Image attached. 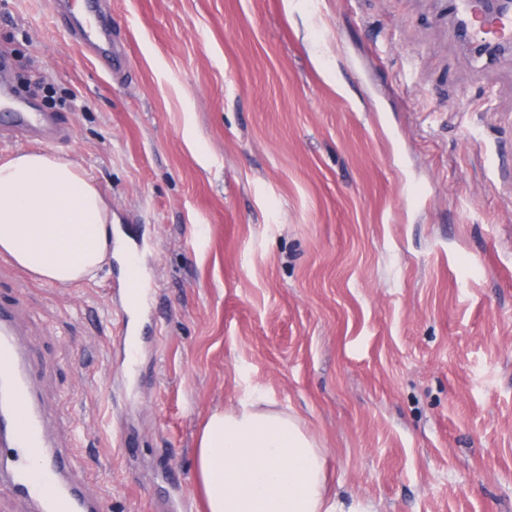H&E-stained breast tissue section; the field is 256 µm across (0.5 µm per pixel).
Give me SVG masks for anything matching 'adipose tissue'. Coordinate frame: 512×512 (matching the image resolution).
Wrapping results in <instances>:
<instances>
[{
    "label": "adipose tissue",
    "mask_w": 512,
    "mask_h": 512,
    "mask_svg": "<svg viewBox=\"0 0 512 512\" xmlns=\"http://www.w3.org/2000/svg\"><path fill=\"white\" fill-rule=\"evenodd\" d=\"M36 280L94 279L112 259V211L74 160L41 150L0 162V256ZM245 392L207 418L195 450L204 512H342L324 449L292 413Z\"/></svg>",
    "instance_id": "adipose-tissue-1"
}]
</instances>
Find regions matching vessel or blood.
Masks as SVG:
<instances>
[{
    "label": "vessel or blood",
    "mask_w": 512,
    "mask_h": 512,
    "mask_svg": "<svg viewBox=\"0 0 512 512\" xmlns=\"http://www.w3.org/2000/svg\"><path fill=\"white\" fill-rule=\"evenodd\" d=\"M460 29L472 41L512 45V11L486 13L482 0H457ZM62 19L78 49L112 66V19L103 0H84L82 16ZM0 129L53 147L67 138L57 113L38 112L0 84ZM20 309L0 300V486L25 498L32 512H104L102 498L85 491L72 476L71 451L53 437L59 420L44 405L31 351L19 339Z\"/></svg>",
    "instance_id": "obj_1"
}]
</instances>
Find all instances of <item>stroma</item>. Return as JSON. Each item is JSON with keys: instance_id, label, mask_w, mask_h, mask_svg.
<instances>
[{"instance_id": "stroma-1", "label": "stroma", "mask_w": 512, "mask_h": 512, "mask_svg": "<svg viewBox=\"0 0 512 512\" xmlns=\"http://www.w3.org/2000/svg\"><path fill=\"white\" fill-rule=\"evenodd\" d=\"M107 74L52 0H0L143 273L18 297L57 439L107 512H202L193 453L244 390L376 512H512V47L446 0H107Z\"/></svg>"}]
</instances>
